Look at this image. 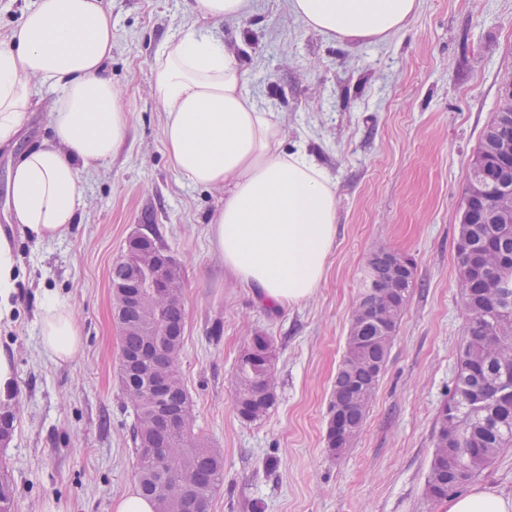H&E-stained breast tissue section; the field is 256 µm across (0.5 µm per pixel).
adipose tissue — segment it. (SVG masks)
<instances>
[{"instance_id": "1", "label": "adipose tissue", "mask_w": 512, "mask_h": 512, "mask_svg": "<svg viewBox=\"0 0 512 512\" xmlns=\"http://www.w3.org/2000/svg\"><path fill=\"white\" fill-rule=\"evenodd\" d=\"M420 0H288L308 28L351 43L400 31ZM253 0H191L205 26L189 25L158 50L152 91L164 117L172 167L190 182L220 186L210 227L213 250L237 279L274 306L307 300L319 287L336 238L335 184L306 150L282 148L281 122L243 88L236 56L212 27L245 18ZM112 15L103 0H35L0 47V144L15 140L33 83L53 89L52 137L25 151L10 171L7 206L22 232L62 238L82 205V175L123 144L130 114L106 63ZM19 258L0 234V319L10 316ZM40 347L55 364L82 348L70 307L45 297ZM445 512H512V492L494 486L449 496Z\"/></svg>"}]
</instances>
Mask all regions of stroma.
<instances>
[{"instance_id": "stroma-1", "label": "stroma", "mask_w": 512, "mask_h": 512, "mask_svg": "<svg viewBox=\"0 0 512 512\" xmlns=\"http://www.w3.org/2000/svg\"><path fill=\"white\" fill-rule=\"evenodd\" d=\"M104 4L108 72L130 114L125 142L85 179L66 237L12 234L21 273L0 349L14 362L15 431L0 462L13 477L15 512H113L137 484L110 271L142 224L156 225L181 272L179 371L196 433L224 454L209 512H444L423 491L434 419L466 336L455 243L472 157L512 76V0H420L401 31L371 44L309 29L288 0H253L248 17L214 25L242 64L245 91L279 113L284 149L306 148L336 184L325 277L308 300L282 308L226 272L211 247L223 188L190 183L164 149L152 66L159 45L193 23L187 0ZM33 101L16 143L0 147L2 230L10 168L52 133L53 94L35 87ZM381 247L413 259L415 286L363 428L336 457L325 443L331 386L367 259ZM47 292L72 307L83 337L67 364L40 349ZM257 333L277 346V400L247 422L235 410L234 370Z\"/></svg>"}]
</instances>
